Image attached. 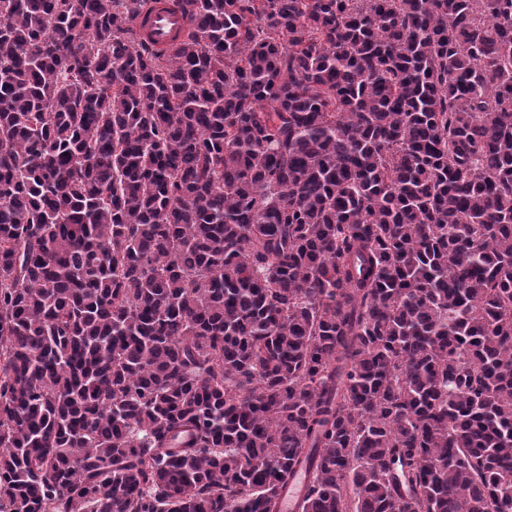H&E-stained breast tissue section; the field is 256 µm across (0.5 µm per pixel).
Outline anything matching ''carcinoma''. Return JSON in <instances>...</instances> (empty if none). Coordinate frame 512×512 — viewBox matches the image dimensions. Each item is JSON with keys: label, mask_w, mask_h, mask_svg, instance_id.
Returning <instances> with one entry per match:
<instances>
[{"label": "carcinoma", "mask_w": 512, "mask_h": 512, "mask_svg": "<svg viewBox=\"0 0 512 512\" xmlns=\"http://www.w3.org/2000/svg\"><path fill=\"white\" fill-rule=\"evenodd\" d=\"M0 0V512H512V0ZM152 11L142 14L135 26L160 48H169L182 39L189 28V23L181 11L163 3H150Z\"/></svg>", "instance_id": "carcinoma-1"}]
</instances>
